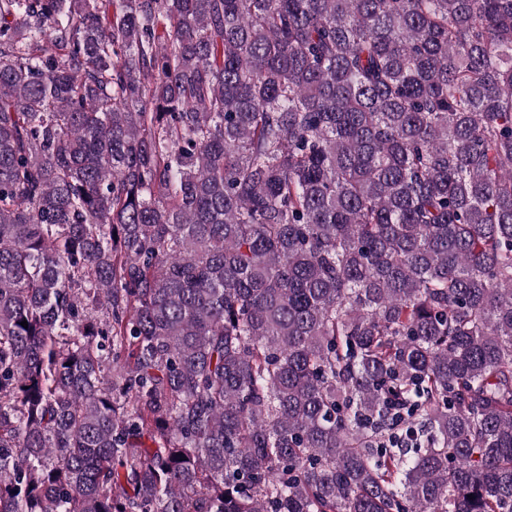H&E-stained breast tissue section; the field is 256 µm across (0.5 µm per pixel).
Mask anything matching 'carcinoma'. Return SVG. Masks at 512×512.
<instances>
[{"mask_svg":"<svg viewBox=\"0 0 512 512\" xmlns=\"http://www.w3.org/2000/svg\"><path fill=\"white\" fill-rule=\"evenodd\" d=\"M0 512H512V0H0Z\"/></svg>","mask_w":512,"mask_h":512,"instance_id":"carcinoma-1","label":"carcinoma"}]
</instances>
